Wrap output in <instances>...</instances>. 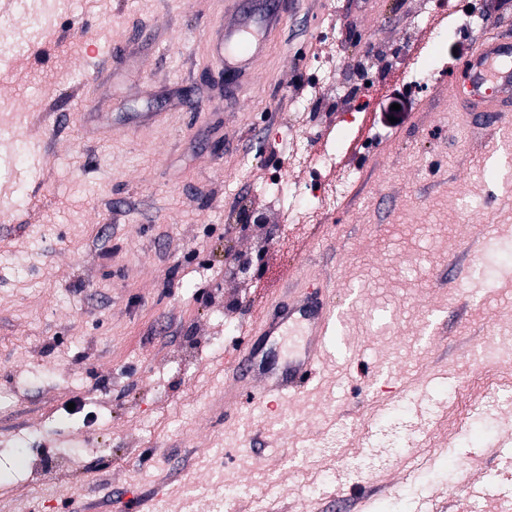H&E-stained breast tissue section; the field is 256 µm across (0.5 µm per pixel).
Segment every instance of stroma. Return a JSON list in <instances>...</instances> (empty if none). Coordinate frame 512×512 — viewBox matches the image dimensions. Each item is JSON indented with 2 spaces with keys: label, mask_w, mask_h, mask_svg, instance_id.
Listing matches in <instances>:
<instances>
[{
  "label": "stroma",
  "mask_w": 512,
  "mask_h": 512,
  "mask_svg": "<svg viewBox=\"0 0 512 512\" xmlns=\"http://www.w3.org/2000/svg\"><path fill=\"white\" fill-rule=\"evenodd\" d=\"M474 2L414 92L425 0H0V512H211L228 482L229 512H512V177L448 92L512 0ZM265 9L225 69L217 24ZM363 94L335 218L256 196ZM322 276L349 357L215 420L233 338ZM224 38L225 46L233 43L232 50L237 55H224L223 42L214 44L213 50L218 56L224 58L226 67L235 68L242 63L252 62L256 58L255 47L263 38V33L261 30H244L225 26Z\"/></svg>",
  "instance_id": "stroma-1"
}]
</instances>
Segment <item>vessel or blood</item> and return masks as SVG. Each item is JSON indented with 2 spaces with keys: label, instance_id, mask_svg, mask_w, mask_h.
I'll return each mask as SVG.
<instances>
[{
  "label": "vessel or blood",
  "instance_id": "vessel-or-blood-1",
  "mask_svg": "<svg viewBox=\"0 0 512 512\" xmlns=\"http://www.w3.org/2000/svg\"><path fill=\"white\" fill-rule=\"evenodd\" d=\"M262 31L226 27L224 39L213 50L222 55L227 67L235 68L252 62ZM465 81L451 91L453 101L467 112H512V37L491 33L477 42L465 61ZM335 281L329 280L320 289L306 292L293 305H277L276 311L258 316L250 336L242 337L234 348L231 379L238 389L233 401L252 405L285 400L303 395L319 376L325 346L344 344L343 319L334 300ZM298 334L302 345L289 350L282 364L271 367L262 376H255L258 353L251 335L285 336Z\"/></svg>",
  "mask_w": 512,
  "mask_h": 512
}]
</instances>
